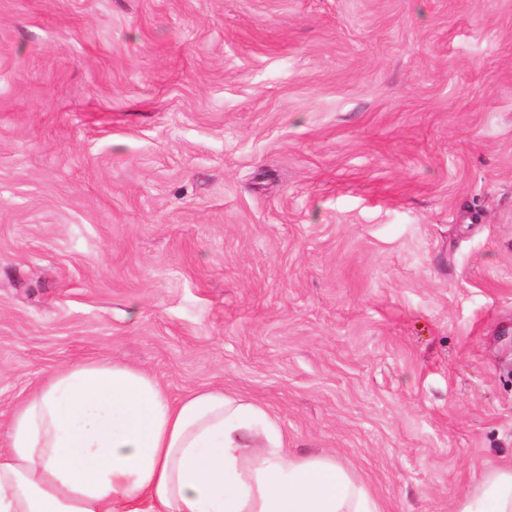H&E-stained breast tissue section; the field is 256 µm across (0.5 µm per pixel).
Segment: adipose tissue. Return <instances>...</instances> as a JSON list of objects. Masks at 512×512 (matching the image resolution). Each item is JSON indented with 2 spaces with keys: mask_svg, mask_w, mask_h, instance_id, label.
<instances>
[{
  "mask_svg": "<svg viewBox=\"0 0 512 512\" xmlns=\"http://www.w3.org/2000/svg\"><path fill=\"white\" fill-rule=\"evenodd\" d=\"M0 512H383L335 458L290 453L262 403L213 389L174 401L118 360L64 368L13 414ZM456 512H512V467Z\"/></svg>",
  "mask_w": 512,
  "mask_h": 512,
  "instance_id": "ef3b65f1",
  "label": "adipose tissue"
}]
</instances>
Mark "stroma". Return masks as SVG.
Here are the masks:
<instances>
[{
    "label": "stroma",
    "mask_w": 512,
    "mask_h": 512,
    "mask_svg": "<svg viewBox=\"0 0 512 512\" xmlns=\"http://www.w3.org/2000/svg\"><path fill=\"white\" fill-rule=\"evenodd\" d=\"M108 354L384 512L512 466V0H0V432Z\"/></svg>",
    "instance_id": "1"
}]
</instances>
